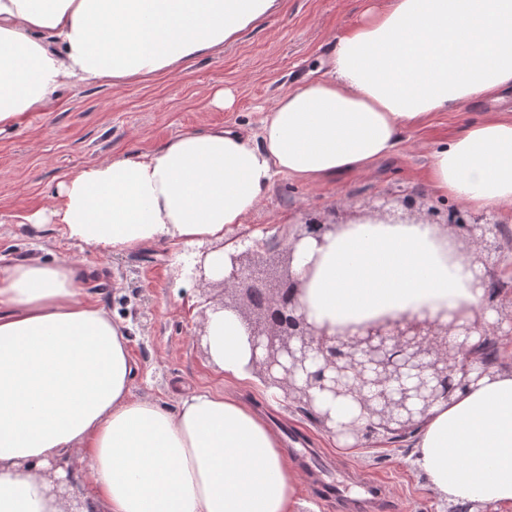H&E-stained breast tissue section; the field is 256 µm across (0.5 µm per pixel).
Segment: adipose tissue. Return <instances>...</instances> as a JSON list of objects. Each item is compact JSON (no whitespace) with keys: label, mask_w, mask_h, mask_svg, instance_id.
Wrapping results in <instances>:
<instances>
[{"label":"adipose tissue","mask_w":512,"mask_h":512,"mask_svg":"<svg viewBox=\"0 0 512 512\" xmlns=\"http://www.w3.org/2000/svg\"><path fill=\"white\" fill-rule=\"evenodd\" d=\"M280 3L0 0V133L24 129L65 84L171 74ZM510 96L512 0H385L336 37L325 70L271 101L255 137L185 132L75 168L26 220L103 256L206 243L218 279L227 230L276 176L318 184L370 172L435 113ZM427 179L466 209L512 214V117L471 123L434 148ZM477 269L438 225L369 218L304 238L293 263L309 320L332 337L379 319L481 312ZM86 274L69 260L0 267V512H65L42 468L74 449L94 512H295L302 476L240 395L198 390L172 407L134 395L129 340L85 292ZM205 341L225 380L251 387L241 317L210 312ZM412 463L440 498L512 512V372L436 406Z\"/></svg>","instance_id":"1"}]
</instances>
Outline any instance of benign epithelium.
Instances as JSON below:
<instances>
[{
    "label": "benign epithelium",
    "instance_id": "benign-epithelium-1",
    "mask_svg": "<svg viewBox=\"0 0 512 512\" xmlns=\"http://www.w3.org/2000/svg\"><path fill=\"white\" fill-rule=\"evenodd\" d=\"M431 216L429 223L448 229L454 246L484 267L479 286L485 289V309L496 314L493 321L462 314L445 320L413 315L359 326L347 339L328 336L302 311V290L290 267L294 245L303 236L319 240L339 228L312 214L294 234L233 236L231 269L220 280L210 279L201 261L181 267V272L206 287H222L220 299L206 290L201 294V319L216 306L239 312L256 352V374L283 391L324 432L357 442L403 435L418 427L433 407L452 399L449 380L466 389L486 375L512 368L499 358H482L485 349L512 337V290L501 277L512 238L503 233L501 222L459 206ZM279 255L288 267L272 278L267 264ZM138 296L134 290L118 298L123 315L136 324L145 317ZM50 494L69 502L66 512L91 510L71 467L66 477L52 481Z\"/></svg>",
    "mask_w": 512,
    "mask_h": 512
}]
</instances>
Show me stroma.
Masks as SVG:
<instances>
[{
  "label": "stroma",
  "mask_w": 512,
  "mask_h": 512,
  "mask_svg": "<svg viewBox=\"0 0 512 512\" xmlns=\"http://www.w3.org/2000/svg\"><path fill=\"white\" fill-rule=\"evenodd\" d=\"M364 0H283L274 14L241 32L222 50L184 63L172 77H150L131 85H72L59 93L49 111L35 112L21 131L0 134V265L31 257L71 259L91 268L88 293L111 315L113 296L139 289L146 316L141 323L124 318L132 334L131 355L137 374L136 395L173 401L184 390H224V377L212 366L204 345L194 343L199 318L195 282L177 272L179 262L164 243L99 258L80 243L64 239L56 224H29L22 217L42 206L66 174L119 153H144L190 130L241 126L257 132L262 110L279 93L295 87L323 59L330 42L358 21ZM231 89L234 104L211 106L213 89ZM512 113V103L495 107L473 101L437 113L410 133V145L367 175L355 174L311 186L278 177L269 196L251 211L241 232L301 224L306 213L344 211L358 219L375 198L415 196L425 207L446 212L426 178L431 148L470 122L495 111ZM243 397L265 415L277 432L290 429L305 447L315 449L331 480L355 472L376 480L397 512H444L425 478L412 465L403 443L339 448L288 400L269 404L256 391Z\"/></svg>",
  "instance_id": "stroma-1"
}]
</instances>
